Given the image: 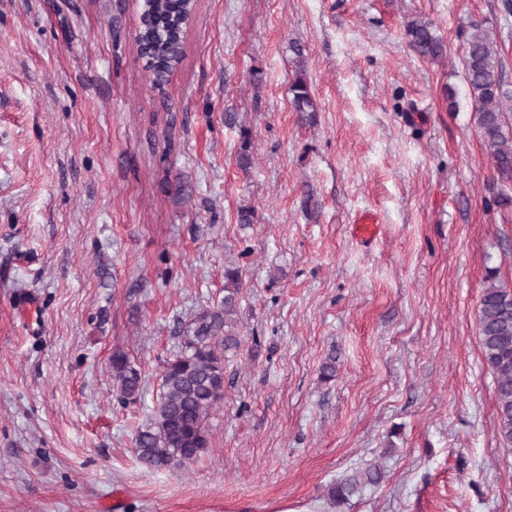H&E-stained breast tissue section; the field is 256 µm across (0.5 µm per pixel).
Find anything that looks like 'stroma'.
Segmentation results:
<instances>
[{"label": "stroma", "instance_id": "35a3bbf8", "mask_svg": "<svg viewBox=\"0 0 512 512\" xmlns=\"http://www.w3.org/2000/svg\"><path fill=\"white\" fill-rule=\"evenodd\" d=\"M140 4L0 0V512H512L477 328L488 271L512 284V180L462 62L485 22L512 89V0H197L160 90ZM415 20L442 58L410 47ZM299 75L316 111L292 107ZM231 266L211 446L143 467L163 362ZM118 349L145 378L126 406ZM367 466L379 483L329 505Z\"/></svg>", "mask_w": 512, "mask_h": 512}]
</instances>
